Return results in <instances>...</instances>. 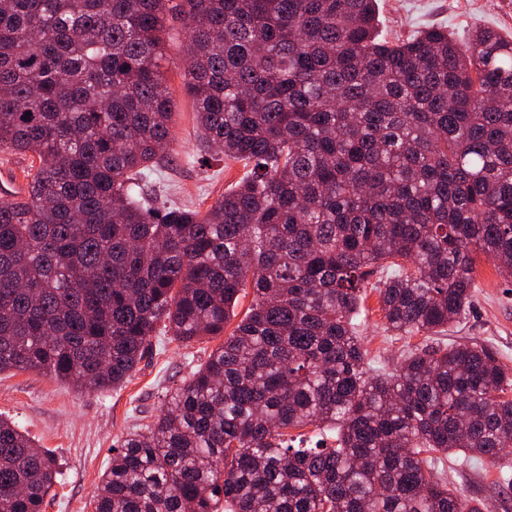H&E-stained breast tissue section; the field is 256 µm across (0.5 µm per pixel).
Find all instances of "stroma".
I'll return each instance as SVG.
<instances>
[{
  "mask_svg": "<svg viewBox=\"0 0 512 512\" xmlns=\"http://www.w3.org/2000/svg\"><path fill=\"white\" fill-rule=\"evenodd\" d=\"M429 25H443L457 37L475 27L512 35V0H380L379 33L406 37ZM186 40L181 21L168 19L161 61L165 87L174 103L168 161L158 175L172 201L206 209L243 175L241 163L223 160L202 167L189 163L198 150L195 106L187 94ZM474 302L468 314L442 335H395L383 325L376 292L365 298L360 339L372 366L394 371L410 350L443 343L486 345L512 369V281L491 261L475 274ZM216 340L184 347L159 337L127 383L106 393H89L35 371L0 374V416L14 420L36 444L52 449L62 476L46 496L43 512H92L90 501L129 432L153 420L171 391L204 363ZM446 475L483 504V512H512V486L489 464L452 457Z\"/></svg>",
  "mask_w": 512,
  "mask_h": 512,
  "instance_id": "obj_1",
  "label": "stroma"
}]
</instances>
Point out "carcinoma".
<instances>
[{
  "instance_id": "1",
  "label": "carcinoma",
  "mask_w": 512,
  "mask_h": 512,
  "mask_svg": "<svg viewBox=\"0 0 512 512\" xmlns=\"http://www.w3.org/2000/svg\"><path fill=\"white\" fill-rule=\"evenodd\" d=\"M169 13L192 160L246 169L204 212L146 198ZM377 27V0H0V151L38 158L0 200V373L107 392L158 334L224 337L112 450L93 512H482L435 479L450 453L512 481V371L491 348L388 373L358 336L377 272L398 334L460 321L481 256L512 279V36ZM307 425L313 444L291 434ZM59 476L0 417V512H41Z\"/></svg>"
}]
</instances>
